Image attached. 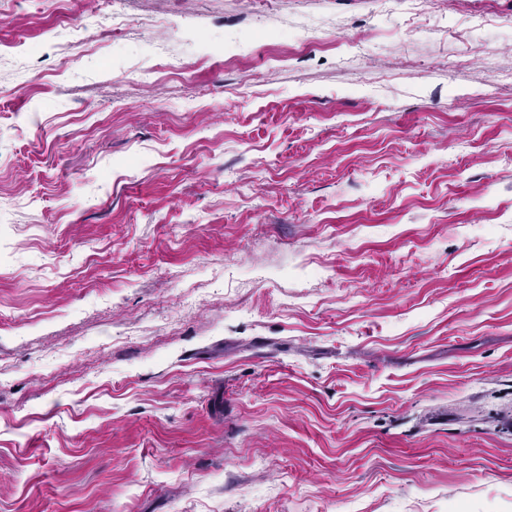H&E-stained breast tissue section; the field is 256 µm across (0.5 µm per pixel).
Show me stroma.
<instances>
[{"mask_svg": "<svg viewBox=\"0 0 512 512\" xmlns=\"http://www.w3.org/2000/svg\"><path fill=\"white\" fill-rule=\"evenodd\" d=\"M67 7L0 19V512H512V0Z\"/></svg>", "mask_w": 512, "mask_h": 512, "instance_id": "stroma-1", "label": "stroma"}]
</instances>
